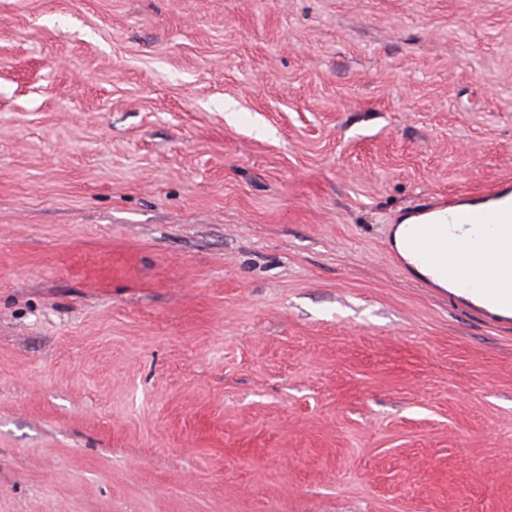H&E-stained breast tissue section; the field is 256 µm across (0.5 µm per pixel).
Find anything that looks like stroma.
I'll return each mask as SVG.
<instances>
[{
	"label": "stroma",
	"instance_id": "35a3bbf8",
	"mask_svg": "<svg viewBox=\"0 0 512 512\" xmlns=\"http://www.w3.org/2000/svg\"><path fill=\"white\" fill-rule=\"evenodd\" d=\"M505 180L512 0H0V512H512ZM492 206L493 204H463L455 207L456 211L446 213L448 227L456 224H483L491 228V232L486 236L488 242L484 246L485 261L477 269L471 268L464 259L454 261L459 256L456 251L448 252V249L452 248L468 250L469 245L454 237L449 230L448 234L433 233V225L436 224L433 214L437 211L434 208H420L416 212V216L422 217V221L418 223L412 244L417 245L425 238L432 239V245L429 240L420 242L419 249L424 250L431 246L429 251L423 252V258L436 268L441 277L457 288L481 292V296L489 305L512 308V292L511 295L502 292L503 288L512 290V215L497 210H463ZM487 279L491 280L496 288H493L492 282L485 281L482 288L492 289L483 292L477 286L481 285L482 280ZM413 221H406L404 224H400L398 228L394 231V237L396 244L399 248V251L403 258L408 261L409 265L413 266L415 271L423 277H431L434 281H436L439 285L448 288L447 281L437 278L434 275L433 270L430 266L420 262L412 250L406 248L403 244V238L405 234V224L412 223Z\"/></svg>",
	"mask_w": 512,
	"mask_h": 512
}]
</instances>
